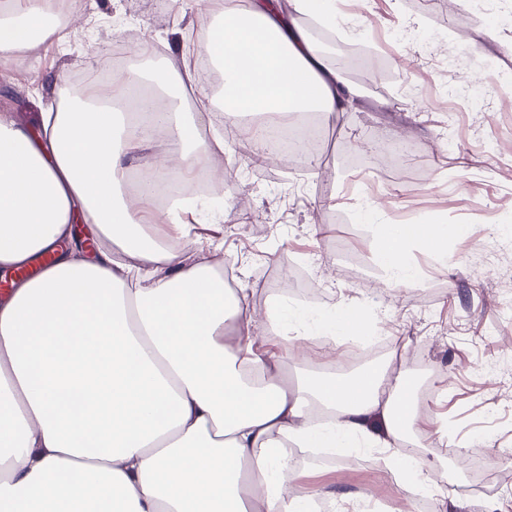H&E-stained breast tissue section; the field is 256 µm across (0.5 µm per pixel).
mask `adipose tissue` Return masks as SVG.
<instances>
[{"label":"adipose tissue","mask_w":512,"mask_h":512,"mask_svg":"<svg viewBox=\"0 0 512 512\" xmlns=\"http://www.w3.org/2000/svg\"><path fill=\"white\" fill-rule=\"evenodd\" d=\"M54 37L32 0H0V62ZM223 73L225 111L348 112L360 94L330 67L321 45L284 19L274 0L225 9L202 46ZM138 125L90 93L42 118L40 141L0 116V272L41 257L0 300V512H310L344 494L302 482L288 448L378 453L403 495L389 512H415L433 492L435 466L407 460L394 442L411 413L384 373L339 379L309 373L289 383L278 347L256 336L242 290L190 261L193 222L224 223L223 204L174 198L161 222L180 249L151 235L138 202L122 192L127 160L162 128L190 173L223 139L198 134L180 105L197 82L190 65L161 68ZM386 248L394 285L421 275L403 245L428 251L448 239L443 224H385L363 211ZM265 326L306 349L314 336L363 331L361 308L318 313L282 296Z\"/></svg>","instance_id":"ef3b65f1"}]
</instances>
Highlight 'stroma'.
I'll list each match as a JSON object with an SVG mask.
<instances>
[{
	"label": "stroma",
	"instance_id": "35a3bbf8",
	"mask_svg": "<svg viewBox=\"0 0 512 512\" xmlns=\"http://www.w3.org/2000/svg\"><path fill=\"white\" fill-rule=\"evenodd\" d=\"M279 5L326 47L329 60L349 57V83L363 104L323 114L330 136L321 153L274 164L256 162L252 127L242 117L208 113L201 136L218 132L235 143L224 157L233 173L224 196L232 219L221 226L223 262L261 315L280 297L282 274L298 256L313 255L305 287L329 305L366 308L377 316L380 336L410 347L421 368L367 352L359 339L284 356V369L404 373L416 415L408 436L421 457L449 467L447 512H512V463L500 459L501 449L512 448V112L499 108V89L512 81V28L482 39L478 31L490 22L469 8L450 13L442 0H371L346 35L291 12L289 0ZM66 25L68 47L46 38L31 54L17 53L10 72L0 71V113L26 129L57 109L58 96L38 92L51 73L86 75L99 50L117 45L127 65L130 48L149 43L158 56L136 61L149 75L165 61L180 64L191 37L207 35L196 0H73ZM357 44L372 54L349 56ZM475 50L493 63L477 85L457 77ZM447 138L454 150L440 151ZM383 141L412 148L396 171L374 163ZM369 194L387 197V223L448 225L445 254L412 253L426 298L388 283L375 233L356 219ZM318 212L323 222L314 221ZM356 458L357 468L348 470L317 467L307 456L299 469L321 471L323 481L373 502L399 495L398 485L378 483L373 453L360 450ZM499 482L503 492L489 500L477 489Z\"/></svg>",
	"mask_w": 512,
	"mask_h": 512
}]
</instances>
